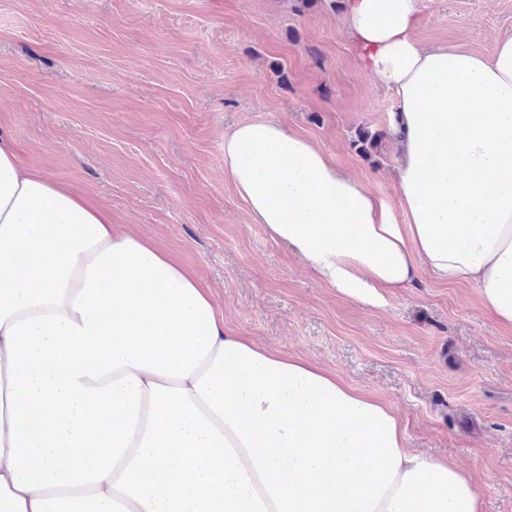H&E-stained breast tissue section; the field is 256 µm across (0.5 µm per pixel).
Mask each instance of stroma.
<instances>
[{"instance_id":"35a3bbf8","label":"stroma","mask_w":512,"mask_h":512,"mask_svg":"<svg viewBox=\"0 0 512 512\" xmlns=\"http://www.w3.org/2000/svg\"><path fill=\"white\" fill-rule=\"evenodd\" d=\"M418 3L424 45L490 57L512 37V0ZM342 14L343 0H0V137L191 267L228 329L389 404L409 448L462 467L483 512H512V329L478 289L422 270L384 307L345 297L224 174L225 132L274 119L396 201L395 103Z\"/></svg>"}]
</instances>
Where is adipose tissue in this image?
<instances>
[{"instance_id":"adipose-tissue-1","label":"adipose tissue","mask_w":512,"mask_h":512,"mask_svg":"<svg viewBox=\"0 0 512 512\" xmlns=\"http://www.w3.org/2000/svg\"><path fill=\"white\" fill-rule=\"evenodd\" d=\"M396 104L397 205L275 120L224 135L253 223L381 306L419 270L512 326V38L425 47L418 0H345ZM0 512H483L387 404L233 334L209 288L0 138Z\"/></svg>"}]
</instances>
